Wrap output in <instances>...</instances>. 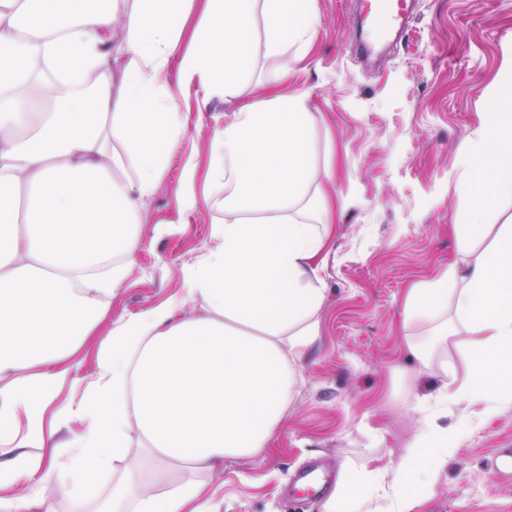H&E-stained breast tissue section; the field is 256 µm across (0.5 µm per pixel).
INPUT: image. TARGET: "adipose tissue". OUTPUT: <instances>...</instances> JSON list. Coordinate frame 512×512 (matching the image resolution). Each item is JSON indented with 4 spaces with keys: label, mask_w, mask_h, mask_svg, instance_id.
I'll return each instance as SVG.
<instances>
[{
    "label": "adipose tissue",
    "mask_w": 512,
    "mask_h": 512,
    "mask_svg": "<svg viewBox=\"0 0 512 512\" xmlns=\"http://www.w3.org/2000/svg\"><path fill=\"white\" fill-rule=\"evenodd\" d=\"M133 2L126 11L110 0H0V490H15L14 512H39L36 486L88 501L121 459L105 512H219L204 475L266 448L293 398L297 361L319 332L332 215L311 117L303 97L260 91L212 132L207 191L223 217L214 246L183 272L185 299L201 313L178 318L170 301L116 321L92 387L53 415L59 428L81 420L83 432L63 459L45 458V406L126 280L131 226L187 134L180 98L194 82L207 98L229 93L259 55L266 86L285 81L299 62L293 46L317 25L312 0ZM115 42L125 55L118 77ZM40 57L59 71L43 91L48 110L18 93ZM487 98L483 129L460 157L459 191L478 194L482 208L452 231L489 245L457 287L443 276L405 300L407 314L434 322L442 338L463 337L469 373L422 399V428L390 492L364 476L326 512H357L362 492L375 512H409L412 494L428 491L454 450L438 410L512 404V224H487L484 213L512 201V79L491 85ZM250 213L263 221H247ZM133 439L141 455L131 462Z\"/></svg>",
    "instance_id": "adipose-tissue-1"
}]
</instances>
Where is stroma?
I'll list each match as a JSON object with an SVG mask.
<instances>
[{
    "label": "stroma",
    "mask_w": 512,
    "mask_h": 512,
    "mask_svg": "<svg viewBox=\"0 0 512 512\" xmlns=\"http://www.w3.org/2000/svg\"><path fill=\"white\" fill-rule=\"evenodd\" d=\"M318 23L298 46L302 59L282 94L303 96L311 114L318 169L336 215L332 250L321 273L327 289L320 336L303 356L288 415L261 452L230 457L209 477L220 512H295L282 492L295 473L318 461L343 485L389 472L421 426L416 404L449 375L464 377L462 346L436 344L427 322L407 317L409 290L463 270L473 253L449 232L477 199L458 193L460 155L489 109V84L512 73V0H418L404 36L376 65L361 64L353 37L357 0H314ZM256 74L229 95L180 101L189 132L141 213L132 269L110 312L72 357L57 402L79 399L98 371L101 337L113 321L181 295L183 268L213 246L218 212L204 196L183 211L177 200L184 162L194 156L203 185L215 126L253 100ZM431 349L421 367L409 346ZM457 447L411 512H512V481L494 466L512 456V405L479 417L441 412Z\"/></svg>",
    "instance_id": "obj_1"
}]
</instances>
